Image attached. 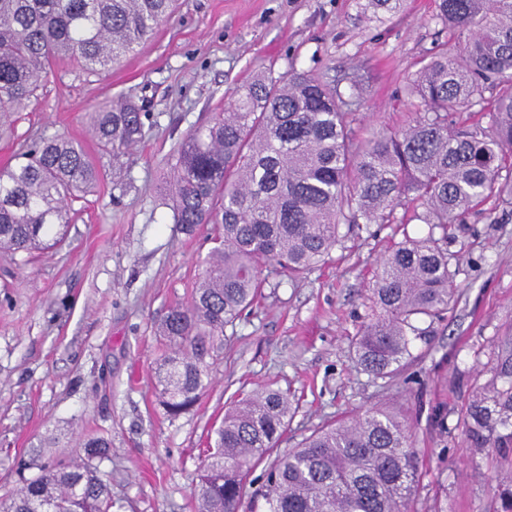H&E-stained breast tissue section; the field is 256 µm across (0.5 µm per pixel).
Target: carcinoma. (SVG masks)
Instances as JSON below:
<instances>
[{"label": "carcinoma", "instance_id": "cac0c4a2", "mask_svg": "<svg viewBox=\"0 0 512 512\" xmlns=\"http://www.w3.org/2000/svg\"><path fill=\"white\" fill-rule=\"evenodd\" d=\"M448 42L406 88L410 123L362 137L353 127L356 84L345 93L311 71L245 85L224 116L180 144L167 186L173 223L188 234L213 225V246L189 304L159 325L169 349L157 367L161 404L176 418L205 391L224 328L252 308L275 263L300 279L329 258L340 226L427 225L384 255L370 317L353 340L357 365L393 375L422 330L454 300L452 226L493 197H512V0H435ZM403 0H367L396 13ZM175 0H0V112L23 110L40 76L59 62L95 72L143 42ZM459 53L448 51V43ZM490 97H485V93ZM492 113L491 130L462 129L454 115ZM98 145L118 159L142 135L141 108L117 99L90 113ZM509 179L501 181V172ZM100 173L74 141L43 139L0 170V252L32 253L61 241L68 202ZM403 213H397V210ZM491 386L469 405L464 425L479 448H503L512 433V346L501 348ZM288 394L248 395L213 429L194 495L198 512H239L244 481L288 427ZM85 456L40 466L0 512H112V493L95 461L106 439L84 443ZM416 453L405 421L384 408L350 414L313 430L267 473L268 512H402L416 482Z\"/></svg>", "mask_w": 512, "mask_h": 512}]
</instances>
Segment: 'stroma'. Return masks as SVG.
I'll list each match as a JSON object with an SVG mask.
<instances>
[{"mask_svg": "<svg viewBox=\"0 0 512 512\" xmlns=\"http://www.w3.org/2000/svg\"><path fill=\"white\" fill-rule=\"evenodd\" d=\"M365 0H179L121 65L89 73L61 63L19 112L0 113V169L17 152L62 135L80 143L99 180L70 205L64 243L0 254V500L43 464L81 454L99 435L112 512H195L192 481L208 435L238 399L272 387L295 412L264 466L317 427L374 407L396 412L417 449L418 478L404 512H503L512 447L478 448L462 432L488 364L512 339V201L491 197L448 240L455 303L419 322L400 371L377 379L356 366L352 338L388 247L426 225L362 224L329 261L294 281L265 269L264 295L226 327L199 403L169 417L155 368L156 332L189 304L212 243L204 224L184 234L164 204L180 142L212 121L254 78L313 71L359 86L362 135L407 125L404 90L435 41L434 0L397 14ZM124 94L142 107L143 132L119 159L101 153L87 121Z\"/></svg>", "mask_w": 512, "mask_h": 512, "instance_id": "stroma-1", "label": "stroma"}]
</instances>
